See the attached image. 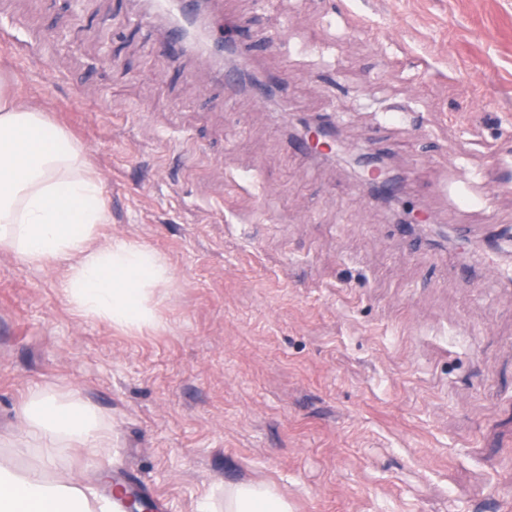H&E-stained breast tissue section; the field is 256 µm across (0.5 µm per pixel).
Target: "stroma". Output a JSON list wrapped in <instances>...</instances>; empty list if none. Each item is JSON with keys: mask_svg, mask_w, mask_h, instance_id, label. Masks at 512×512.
Masks as SVG:
<instances>
[{"mask_svg": "<svg viewBox=\"0 0 512 512\" xmlns=\"http://www.w3.org/2000/svg\"><path fill=\"white\" fill-rule=\"evenodd\" d=\"M255 47L232 99L149 0H0V76L80 142L99 241L169 263L159 326L80 315L0 251V461L30 388L110 446L47 474L122 475L168 512L264 482L293 512H512V280L458 224H512V0H223ZM280 47L269 50L267 35ZM399 173L393 205L299 119ZM471 256L460 273L456 258Z\"/></svg>", "mask_w": 512, "mask_h": 512, "instance_id": "obj_1", "label": "stroma"}]
</instances>
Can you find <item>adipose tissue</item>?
Returning a JSON list of instances; mask_svg holds the SVG:
<instances>
[{
  "label": "adipose tissue",
  "instance_id": "1",
  "mask_svg": "<svg viewBox=\"0 0 512 512\" xmlns=\"http://www.w3.org/2000/svg\"><path fill=\"white\" fill-rule=\"evenodd\" d=\"M106 217L99 178L83 147L44 113L16 101L0 83V249L42 266L68 263L63 288L84 315L126 330L157 324L159 291L172 281L169 264L150 246L115 237L99 242ZM19 447L40 442L41 464L19 471L0 464V512H118L75 477L46 475L51 450L99 453L109 436L80 399L30 391ZM224 512H291L273 487L252 482L224 489Z\"/></svg>",
  "mask_w": 512,
  "mask_h": 512
}]
</instances>
